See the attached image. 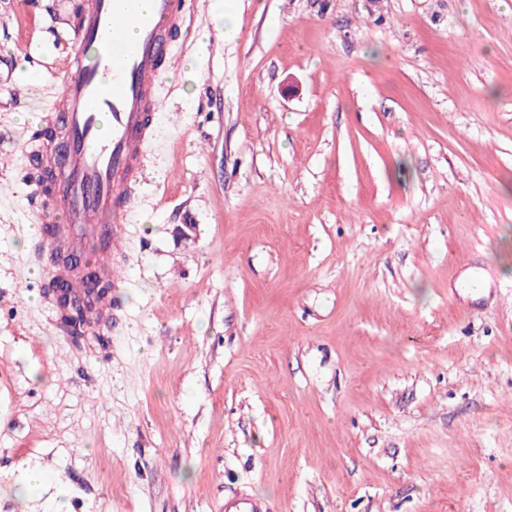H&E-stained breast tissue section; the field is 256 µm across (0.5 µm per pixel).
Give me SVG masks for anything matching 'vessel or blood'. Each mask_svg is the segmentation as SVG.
Here are the masks:
<instances>
[{
    "instance_id": "b4317fda",
    "label": "vessel or blood",
    "mask_w": 512,
    "mask_h": 512,
    "mask_svg": "<svg viewBox=\"0 0 512 512\" xmlns=\"http://www.w3.org/2000/svg\"><path fill=\"white\" fill-rule=\"evenodd\" d=\"M186 0H81L68 22L61 89L42 119L32 166L58 169L60 178L38 184L34 204L51 282L69 297H83L74 259L88 245L107 287L119 278L112 263L139 188L148 180L143 145L154 132L160 105L154 91L170 67L171 35L186 19ZM224 512H270L247 496L225 498Z\"/></svg>"
}]
</instances>
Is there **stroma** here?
I'll list each match as a JSON object with an SVG mask.
<instances>
[{
  "label": "stroma",
  "mask_w": 512,
  "mask_h": 512,
  "mask_svg": "<svg viewBox=\"0 0 512 512\" xmlns=\"http://www.w3.org/2000/svg\"><path fill=\"white\" fill-rule=\"evenodd\" d=\"M78 2L0 0V144ZM213 2L105 340L61 330L33 171L0 169V512H43L28 461L68 512H512V0H236L231 40ZM18 484L23 490L40 491L41 497L48 494L44 500V503H47L46 508L52 503L55 507L51 512H61L60 504L55 502L53 494H49L53 484L50 482L48 472L41 465H28L23 469ZM224 512H270L266 502L247 496L224 498Z\"/></svg>",
  "instance_id": "obj_1"
}]
</instances>
